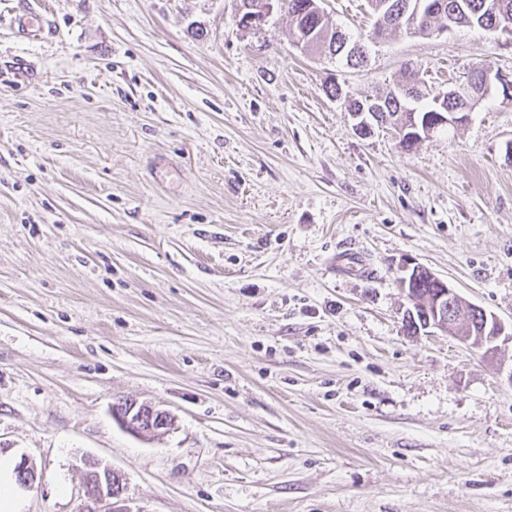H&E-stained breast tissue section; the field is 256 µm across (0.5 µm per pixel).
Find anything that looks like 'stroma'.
<instances>
[{"instance_id":"1","label":"stroma","mask_w":512,"mask_h":512,"mask_svg":"<svg viewBox=\"0 0 512 512\" xmlns=\"http://www.w3.org/2000/svg\"><path fill=\"white\" fill-rule=\"evenodd\" d=\"M32 4L44 23L17 34ZM359 69L238 0H0V448L24 512H82L84 466L135 512H512V343L407 335L414 260L512 321V103L412 150L329 99L432 92L512 35L371 41ZM123 399L168 411L134 435ZM112 413L122 427L141 437H151L166 432L174 423L171 415L165 410L134 400H123L120 404H115Z\"/></svg>"}]
</instances>
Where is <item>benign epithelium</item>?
I'll return each mask as SVG.
<instances>
[{"label": "benign epithelium", "mask_w": 512, "mask_h": 512, "mask_svg": "<svg viewBox=\"0 0 512 512\" xmlns=\"http://www.w3.org/2000/svg\"><path fill=\"white\" fill-rule=\"evenodd\" d=\"M491 17L490 25H482L489 33L502 32L512 34V15L505 12L498 0L487 3ZM276 8L275 0H265L258 12L247 16L244 24L249 29H259L267 22ZM440 4L427 3V8L408 13L400 12L399 21L410 35H418L421 20L437 13ZM418 85L415 82H398L386 93L377 97L368 96L352 104L338 98L346 111L357 119L354 130L359 134H371L374 125L389 123L378 117V113L398 107L401 118L394 123L398 137L403 144H413L422 139L430 138L443 127L458 126L469 119L470 112L478 106L486 96L493 92L501 94L512 102V75L501 70L483 66L478 68L466 80L456 82L446 92L438 93L433 99V111L427 117L424 126L416 121L406 120L412 101L416 99ZM423 266L403 262L399 267L398 284L410 307L404 313V320L417 326V329L439 331L459 340L462 344L485 350L492 355L498 349V341L512 342V325L506 326L496 315L483 310L461 296L447 282L434 273H428L429 280L435 282L437 290L422 296L411 288L412 283ZM114 419L127 431L141 437H151L171 428V415L149 403L134 400H123L113 407ZM84 495L93 502L110 501L105 512H145L143 509L131 510L125 499L122 475L115 470L95 467L85 474Z\"/></svg>", "instance_id": "7a95c632"}]
</instances>
